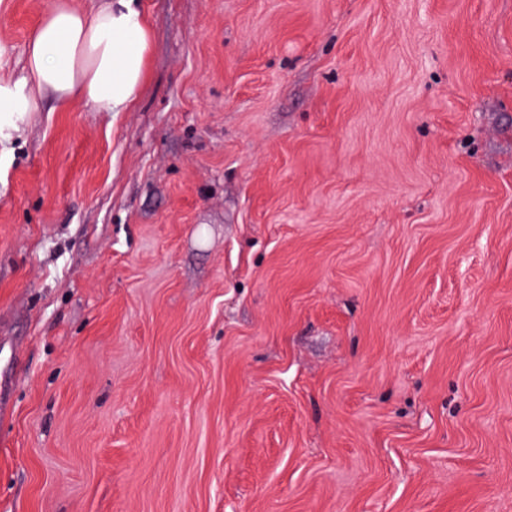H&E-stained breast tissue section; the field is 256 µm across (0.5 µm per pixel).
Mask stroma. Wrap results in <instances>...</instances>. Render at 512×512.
Returning <instances> with one entry per match:
<instances>
[{
	"mask_svg": "<svg viewBox=\"0 0 512 512\" xmlns=\"http://www.w3.org/2000/svg\"><path fill=\"white\" fill-rule=\"evenodd\" d=\"M143 4L0 162V512H512V0Z\"/></svg>",
	"mask_w": 512,
	"mask_h": 512,
	"instance_id": "obj_1",
	"label": "stroma"
}]
</instances>
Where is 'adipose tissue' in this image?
<instances>
[{"label":"adipose tissue","instance_id":"obj_1","mask_svg":"<svg viewBox=\"0 0 512 512\" xmlns=\"http://www.w3.org/2000/svg\"><path fill=\"white\" fill-rule=\"evenodd\" d=\"M151 25L140 0H50L31 32L20 73L7 69L0 44V157L45 99L59 108L80 100L112 112L129 111L148 77Z\"/></svg>","mask_w":512,"mask_h":512}]
</instances>
